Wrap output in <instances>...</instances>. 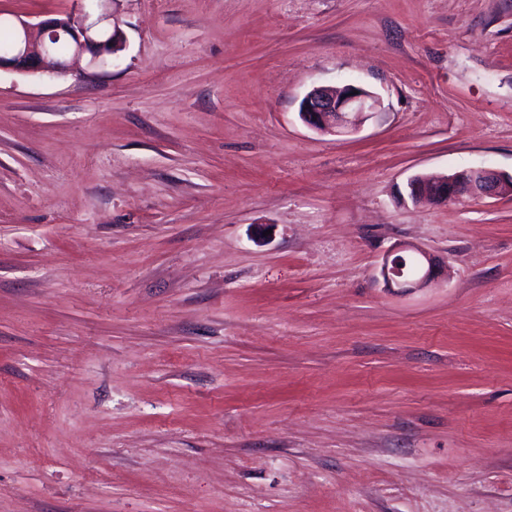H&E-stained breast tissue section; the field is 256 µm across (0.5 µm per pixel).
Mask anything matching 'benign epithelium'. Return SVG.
Returning <instances> with one entry per match:
<instances>
[{"label": "benign epithelium", "mask_w": 512, "mask_h": 512, "mask_svg": "<svg viewBox=\"0 0 512 512\" xmlns=\"http://www.w3.org/2000/svg\"><path fill=\"white\" fill-rule=\"evenodd\" d=\"M78 7L62 17L39 23L17 19L19 38L13 50L0 54V70L23 74L61 75L86 53L97 66L118 58L125 49L122 33L114 26L112 0H77ZM69 45L64 55L52 41ZM381 110L380 98L353 83L319 86L309 91L299 107V118L310 129L334 135L358 131ZM407 196L420 203H452L463 198L481 200L512 195V176L484 167H469L441 176L415 175L406 183ZM384 285L397 294L412 293L436 282L434 263L423 250L408 246L387 256L380 269Z\"/></svg>", "instance_id": "7a95c632"}]
</instances>
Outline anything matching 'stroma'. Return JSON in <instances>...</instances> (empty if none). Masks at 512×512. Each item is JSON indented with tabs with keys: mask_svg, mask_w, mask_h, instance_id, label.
I'll list each match as a JSON object with an SVG mask.
<instances>
[{
	"mask_svg": "<svg viewBox=\"0 0 512 512\" xmlns=\"http://www.w3.org/2000/svg\"><path fill=\"white\" fill-rule=\"evenodd\" d=\"M112 11L114 62L0 72V512H512V196L399 195L512 175V0ZM380 110L381 101L375 93L348 83L313 88L302 99L298 114L310 129L338 135L357 132ZM407 196L420 203H452L463 198L481 200L512 195V176L484 167H469L441 176L415 175L406 183ZM412 261L415 264V271L409 275L408 265ZM434 267L432 259L425 251L408 246L384 259L380 275L385 288L392 293L407 294L434 284L436 282Z\"/></svg>",
	"mask_w": 512,
	"mask_h": 512,
	"instance_id": "1",
	"label": "stroma"
}]
</instances>
